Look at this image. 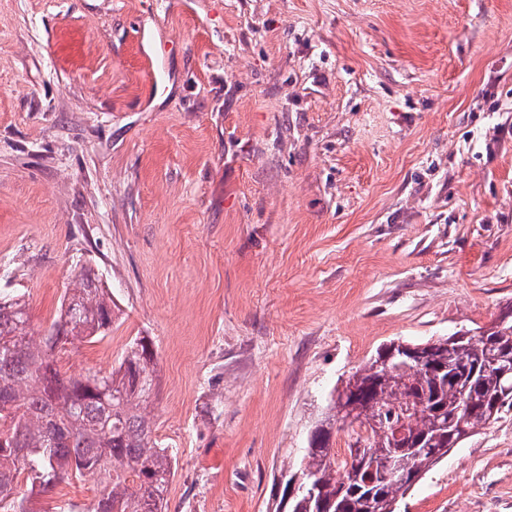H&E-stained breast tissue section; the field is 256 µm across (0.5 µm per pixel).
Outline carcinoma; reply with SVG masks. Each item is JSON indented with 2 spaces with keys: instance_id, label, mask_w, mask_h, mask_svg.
Listing matches in <instances>:
<instances>
[{
  "instance_id": "1",
  "label": "carcinoma",
  "mask_w": 512,
  "mask_h": 512,
  "mask_svg": "<svg viewBox=\"0 0 512 512\" xmlns=\"http://www.w3.org/2000/svg\"><path fill=\"white\" fill-rule=\"evenodd\" d=\"M112 291L84 264L47 332L35 337L26 306L0 300V512H33L30 495L85 477L101 479L91 512H165V493L176 468L169 448L153 439L151 397L156 386L155 354L145 336L131 339L109 372L67 374L51 356L74 341H93L112 325ZM395 343L379 349L344 386L356 394L357 415L370 423V458L394 468L427 473L473 433L512 409L496 406V394L512 386V319L492 325L470 341L439 339L407 344L409 364L386 371L380 361ZM498 362L488 370L485 362ZM414 402L405 434L392 443L383 420ZM345 408L331 392L328 415L312 431L297 471L284 477L276 512L298 478L306 490L287 512H387L411 489L410 480L381 479L364 458L336 456L332 428ZM26 483L28 493L19 491Z\"/></svg>"
}]
</instances>
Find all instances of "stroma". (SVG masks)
Returning <instances> with one entry per match:
<instances>
[{
  "instance_id": "obj_1",
  "label": "stroma",
  "mask_w": 512,
  "mask_h": 512,
  "mask_svg": "<svg viewBox=\"0 0 512 512\" xmlns=\"http://www.w3.org/2000/svg\"><path fill=\"white\" fill-rule=\"evenodd\" d=\"M79 262L56 357L152 341L166 512H274L341 379L512 306V0H0V296L43 334ZM398 510L512 512V411Z\"/></svg>"
}]
</instances>
